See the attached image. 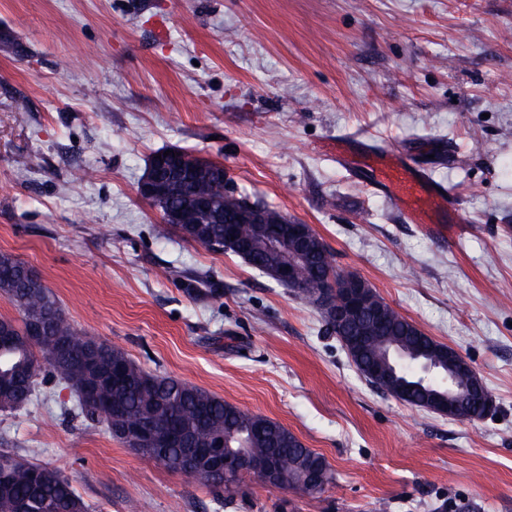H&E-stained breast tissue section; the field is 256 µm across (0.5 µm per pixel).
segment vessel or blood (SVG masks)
<instances>
[{"instance_id":"vessel-or-blood-1","label":"vessel or blood","mask_w":512,"mask_h":512,"mask_svg":"<svg viewBox=\"0 0 512 512\" xmlns=\"http://www.w3.org/2000/svg\"><path fill=\"white\" fill-rule=\"evenodd\" d=\"M354 141L364 146L362 167L371 175L369 188L399 208L409 223L428 225L433 235L446 237L448 228L443 215L454 200L448 187L399 151L370 144L368 133L362 129L340 137L337 157H344Z\"/></svg>"}]
</instances>
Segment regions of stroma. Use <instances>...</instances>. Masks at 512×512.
<instances>
[{"mask_svg": "<svg viewBox=\"0 0 512 512\" xmlns=\"http://www.w3.org/2000/svg\"><path fill=\"white\" fill-rule=\"evenodd\" d=\"M4 41L0 252L80 333L281 423L334 482L216 495L68 416L44 373L0 411L1 453L60 470L93 512H512V0H0ZM360 128L456 190L462 232L405 223L336 163L329 142ZM170 148L310 225L339 272L470 362L492 415L377 390L318 307L163 224L137 186Z\"/></svg>", "mask_w": 512, "mask_h": 512, "instance_id": "35a3bbf8", "label": "stroma"}]
</instances>
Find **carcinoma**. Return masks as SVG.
<instances>
[{
	"mask_svg": "<svg viewBox=\"0 0 512 512\" xmlns=\"http://www.w3.org/2000/svg\"><path fill=\"white\" fill-rule=\"evenodd\" d=\"M150 204L161 217H169L166 224L183 238L214 251L227 249L268 276L281 262L280 256L273 252L250 254L225 247L224 224L216 222L213 213L224 216L257 209L267 211L275 220L283 214L261 201L251 202L241 195L225 192L224 170L217 162H209V167L199 169L188 180L171 181ZM321 247L322 251L302 260L290 284L302 299L318 306L325 282L342 278L326 244ZM0 296L19 315L17 319L0 318V339L4 342L0 347V387L10 390V398L0 401L1 410L27 406L38 376L47 370L74 391L76 416L103 423L111 436L120 441L123 437L113 432L112 413L103 406L105 401L121 407L124 422L129 425L153 422L180 429L188 425L199 440L222 433L225 445L236 448L243 441L249 455L259 462L274 453L294 488L305 493L316 492L307 487L311 468L322 473L324 485L333 482V472L325 458L278 422L228 404L196 386L150 374L123 352L79 333L39 276L20 258L5 252H0ZM37 322L44 324L45 336L42 342L30 344L25 333L29 325ZM396 341L407 350L422 353L425 360L442 362L448 356L449 346L425 334L385 303L382 317L373 324V335L352 356L371 385L382 386V376L373 378L369 370L382 359L385 346ZM119 364L124 366L125 376L113 381L112 368ZM412 383V376L396 375V383L391 385L392 396L428 409L435 389L422 382L414 388ZM459 411L469 422L485 416L484 407L476 397L464 402ZM2 468L9 470L11 478L8 483L0 484V512H17L21 502L27 505L25 512H44L46 502L52 505L51 512H90V506L75 491L69 478L57 469L0 453ZM192 478L207 488H222L226 492L240 484L238 480L219 483L203 467L196 469Z\"/></svg>",
	"mask_w": 512,
	"mask_h": 512,
	"instance_id": "1",
	"label": "carcinoma"
}]
</instances>
